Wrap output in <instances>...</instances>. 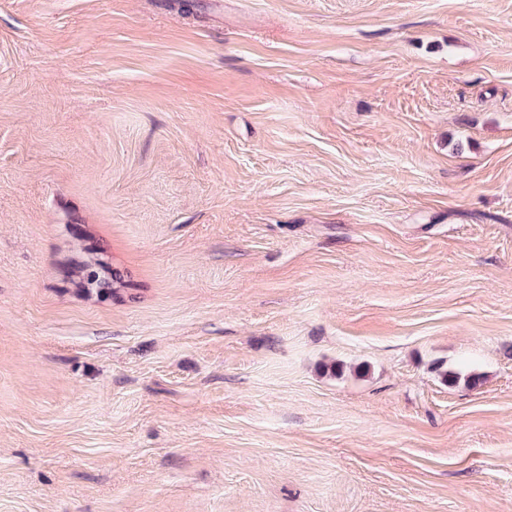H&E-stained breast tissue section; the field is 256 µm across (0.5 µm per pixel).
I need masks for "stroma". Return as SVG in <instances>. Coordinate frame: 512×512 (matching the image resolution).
<instances>
[{
	"label": "stroma",
	"mask_w": 512,
	"mask_h": 512,
	"mask_svg": "<svg viewBox=\"0 0 512 512\" xmlns=\"http://www.w3.org/2000/svg\"><path fill=\"white\" fill-rule=\"evenodd\" d=\"M0 512H512V0H0ZM88 254H96L90 257L89 260H71L70 262V277L71 282L75 285L76 291L84 295L90 296L92 294L102 295L109 294L112 297H117L119 292L124 289V282L112 271L110 264L103 256H98V252L94 250H86Z\"/></svg>",
	"instance_id": "1"
}]
</instances>
